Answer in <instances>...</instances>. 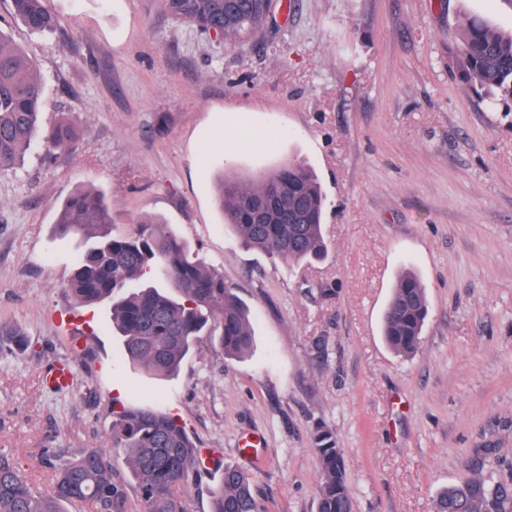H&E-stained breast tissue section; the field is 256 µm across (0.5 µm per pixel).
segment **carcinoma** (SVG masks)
<instances>
[{"label":"carcinoma","instance_id":"obj_1","mask_svg":"<svg viewBox=\"0 0 512 512\" xmlns=\"http://www.w3.org/2000/svg\"><path fill=\"white\" fill-rule=\"evenodd\" d=\"M163 0L166 13L206 34L244 43L273 22L274 0ZM13 15L32 32H50L58 21L47 0H11ZM460 81L512 101V31L492 28L483 18L463 22L455 51ZM45 106L36 63L0 31V170L22 164L36 140L47 153L72 147L76 131L66 120L39 129ZM325 197L312 170L294 158L256 180L222 179L218 205L225 226L247 248L291 264L324 260ZM59 235L92 242L74 260L68 290L81 305L108 303L112 332L129 365L157 377L176 375L199 345L240 357L253 346L250 311L224 276L192 255L168 224L149 218L124 233H112L111 207L93 190L71 196L60 207ZM429 306L426 288L402 275L387 305L383 335L389 348L408 357L417 350ZM315 452L320 481L317 512H352L343 456L334 435L319 429ZM112 446L125 462L143 512H187L182 493L200 458L185 426L153 405L113 412ZM496 448H479L472 474L442 490L434 512H512V473L489 481L482 476ZM89 503L95 512H129L125 486L112 481L107 452L80 450L54 466L49 491L34 490L20 464L0 455V512H63L67 502ZM210 512H265L253 474L227 465L211 493Z\"/></svg>","mask_w":512,"mask_h":512}]
</instances>
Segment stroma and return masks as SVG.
<instances>
[{"label": "stroma", "instance_id": "obj_1", "mask_svg": "<svg viewBox=\"0 0 512 512\" xmlns=\"http://www.w3.org/2000/svg\"><path fill=\"white\" fill-rule=\"evenodd\" d=\"M240 45L173 20L162 0H48L59 27L30 32L0 0V30L38 64L48 127L73 151L34 144L0 172V325L31 345L0 351V454L41 492L45 449L111 448L112 414L152 402L209 460L190 512H210L225 465L255 474L265 512H317L316 428L344 458L353 512H432L469 475L512 470V111L455 75L460 23L512 28V0H291ZM299 157L326 196V259L301 267L244 248L216 183ZM102 192L115 231L174 225L248 305V354L209 349L158 379L119 366L110 310L68 292L76 237L59 207ZM427 290L417 351L395 355L381 322L399 276ZM64 362L72 385L51 390Z\"/></svg>", "mask_w": 512, "mask_h": 512}]
</instances>
